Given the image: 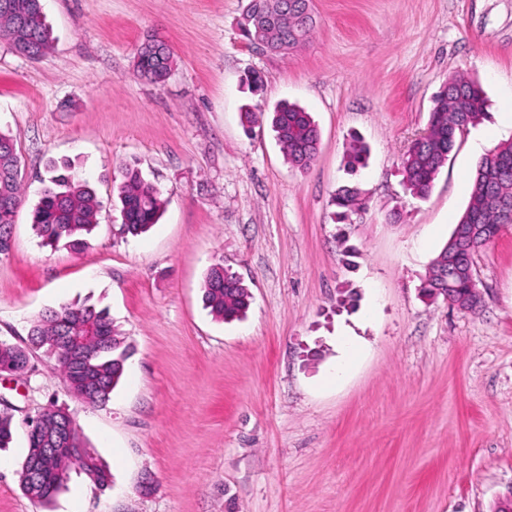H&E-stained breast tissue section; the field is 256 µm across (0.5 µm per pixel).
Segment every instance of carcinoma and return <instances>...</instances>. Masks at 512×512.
<instances>
[{
  "instance_id": "obj_1",
  "label": "carcinoma",
  "mask_w": 512,
  "mask_h": 512,
  "mask_svg": "<svg viewBox=\"0 0 512 512\" xmlns=\"http://www.w3.org/2000/svg\"><path fill=\"white\" fill-rule=\"evenodd\" d=\"M11 2L24 6V23L17 27L14 13L0 8V35L11 43L20 33L48 52L52 37L41 0ZM305 2L288 0V25L278 32V37L292 47L304 41L314 28L313 17L305 13ZM173 64V53L165 45L160 56L142 58L136 71L141 78L159 84L166 80ZM485 106L484 91L477 82L464 74L448 79V86L436 96L423 140L411 143L404 155L403 182L412 195L419 198L429 195L458 137L482 119ZM271 125L288 163L299 170H309L320 145V131L310 113L297 105L281 103L272 112ZM367 156V146L354 141L347 156L348 168L354 171L366 165ZM499 196L512 197V141L479 161L467 207L453 229L456 234L462 228L474 226L480 230L478 238L468 244L458 265L451 262L456 244L446 243L420 285L422 296L436 301L441 296L435 294V289L446 288L449 306L462 297L474 304L470 308L472 312L482 306L483 294L472 286L474 256L498 236L503 225L512 224V212L505 213L496 203ZM117 198L122 216L121 233L132 237L156 224L165 204L154 183L132 166L125 168ZM0 200L11 204L8 209L0 206V254H3L11 247L14 217L24 200V187L17 143L1 131ZM332 204L337 208V218L345 222L364 207L363 191L356 183H345L336 189ZM99 208L97 194L89 182L66 165L61 172L53 170L41 189L32 211V228L45 247L83 249L89 246ZM251 299L249 286L237 274L220 262L210 266L203 283L202 301L213 317L225 321L237 319L249 309ZM28 336L27 347L0 340V366L21 374L29 362V347L42 348L54 358L75 397L95 406H103L110 400L123 377L129 347L107 310L64 303L33 321ZM70 336L86 337L75 361L68 356ZM36 419V428L27 429L28 446L21 463L20 486L25 495L39 503L49 502L65 488L73 469L84 473L96 485L109 483V470L85 445L76 418L68 408L52 404L39 411ZM14 430L13 415L0 411V448L8 447ZM39 448H71L73 452L60 453L43 463L38 459Z\"/></svg>"
}]
</instances>
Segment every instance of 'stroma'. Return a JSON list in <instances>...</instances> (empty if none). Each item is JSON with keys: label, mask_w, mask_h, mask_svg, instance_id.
<instances>
[{"label": "stroma", "mask_w": 512, "mask_h": 512, "mask_svg": "<svg viewBox=\"0 0 512 512\" xmlns=\"http://www.w3.org/2000/svg\"><path fill=\"white\" fill-rule=\"evenodd\" d=\"M245 3L42 0L48 53L31 60L0 38V130L25 184L0 255V339L27 344L37 316L86 302L130 346L102 407L75 398L40 349L24 374L0 377L17 423L0 450V512H491L512 488V224L474 258L479 311L419 287L484 152L512 140V0H312L316 27L286 56L242 36ZM148 37L174 54L161 84L135 70ZM457 73L481 83L487 113L419 199L402 160ZM283 101L320 129L308 171L288 165L271 128ZM247 108L261 116L249 132ZM356 137L370 156L351 174ZM65 163L100 201L79 252L42 246L31 226L51 166ZM128 166L165 207L124 238L113 200ZM349 181L366 205L342 225L331 199ZM217 261L251 289L243 319L203 306ZM344 289L353 304H340ZM343 334L362 354L340 374ZM53 403L111 482L71 473L43 506L18 471L26 419Z\"/></svg>", "instance_id": "stroma-1"}]
</instances>
